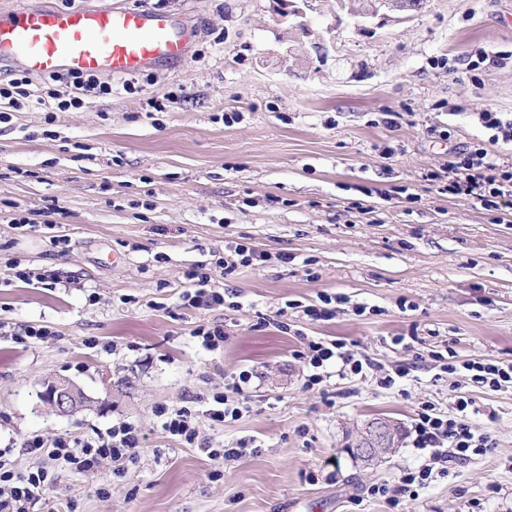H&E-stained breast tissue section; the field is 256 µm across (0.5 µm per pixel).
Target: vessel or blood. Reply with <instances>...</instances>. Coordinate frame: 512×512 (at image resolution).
Here are the masks:
<instances>
[{
	"label": "vessel or blood",
	"instance_id": "b4317fda",
	"mask_svg": "<svg viewBox=\"0 0 512 512\" xmlns=\"http://www.w3.org/2000/svg\"><path fill=\"white\" fill-rule=\"evenodd\" d=\"M189 33L168 11L111 4L0 10V65L34 75L61 72L137 75L184 60Z\"/></svg>",
	"mask_w": 512,
	"mask_h": 512
}]
</instances>
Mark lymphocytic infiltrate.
Instances as JSON below:
<instances>
[{
  "instance_id": "f902f5d3",
  "label": "lymphocytic infiltrate",
  "mask_w": 512,
  "mask_h": 512,
  "mask_svg": "<svg viewBox=\"0 0 512 512\" xmlns=\"http://www.w3.org/2000/svg\"><path fill=\"white\" fill-rule=\"evenodd\" d=\"M45 96H35L29 74H13L7 83H0V112L19 109L21 102L35 98L37 104L53 100L58 111L82 108L86 97L108 95L112 85L94 75L58 74L42 78ZM69 87L68 97H61L58 86ZM448 193L485 208L512 206V169L500 167L482 144L476 143L452 153L448 159ZM312 373L309 385L324 381L325 369L339 365L341 374L360 375L374 369L375 362L367 355L351 352L345 340L317 338L307 341L299 353ZM445 372L465 371L468 381L480 388H497L512 383V363L496 360L469 361L463 364L448 361ZM253 377L252 371H240L227 386L226 394L216 396L207 414L211 421L221 423L238 417L248 408L244 395ZM480 412L473 399L458 397L454 413L445 415L430 403L423 404L411 429L413 445L427 451L429 461L402 473L400 491L423 489L433 478L449 476L466 465L473 456L486 453L494 443L488 433L475 429L472 418ZM142 428L131 422L113 426L111 432L94 441L73 442L64 436L49 439L36 437L25 442L24 449L34 460L28 470L16 471L9 460L0 459V512H32L51 485L50 466L79 472L95 471L105 459L133 460L141 450Z\"/></svg>"
}]
</instances>
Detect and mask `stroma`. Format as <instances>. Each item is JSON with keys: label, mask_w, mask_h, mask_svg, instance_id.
Here are the masks:
<instances>
[{"label": "stroma", "mask_w": 512, "mask_h": 512, "mask_svg": "<svg viewBox=\"0 0 512 512\" xmlns=\"http://www.w3.org/2000/svg\"><path fill=\"white\" fill-rule=\"evenodd\" d=\"M169 11L190 32L185 62L126 92L0 121V455L25 470L34 436L86 439L123 421L143 432L135 463L56 472L34 512H512V387L474 388L424 362L389 389L374 376L305 387L306 339H344L385 369L416 353L512 360V210L448 195L451 151L490 143L477 111L512 117V0H426L418 11L351 16L324 0L300 18L271 0H118ZM48 212L54 228L17 227ZM66 244L53 245L52 235ZM235 241L269 261L215 276L226 304L183 298L184 274ZM288 261H280V254ZM51 270L26 283L17 267ZM343 301L329 321L303 306ZM295 302L287 332L260 320ZM220 323L223 349L194 331ZM26 326L46 339L17 340ZM418 336V350L394 337ZM253 371L249 412L197 443L163 431L157 408L223 392ZM68 378L94 404L42 406ZM483 409L495 446L399 506L371 496L424 464L409 434L422 403ZM402 437L377 465L351 453L367 423ZM243 447L218 463L213 448Z\"/></svg>", "instance_id": "obj_1"}]
</instances>
